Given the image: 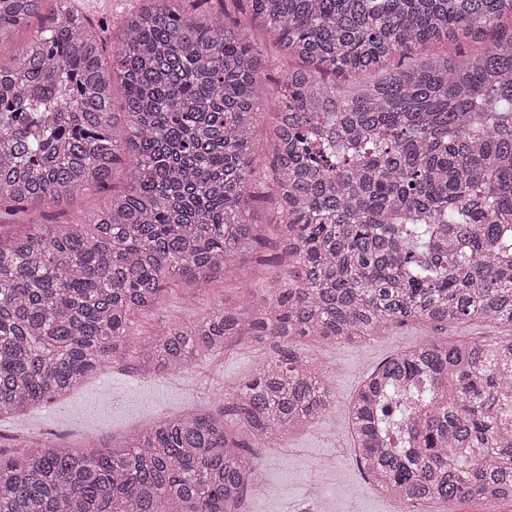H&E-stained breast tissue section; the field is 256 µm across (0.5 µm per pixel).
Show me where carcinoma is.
Instances as JSON below:
<instances>
[{"label": "carcinoma", "mask_w": 512, "mask_h": 512, "mask_svg": "<svg viewBox=\"0 0 512 512\" xmlns=\"http://www.w3.org/2000/svg\"><path fill=\"white\" fill-rule=\"evenodd\" d=\"M30 27L0 65V208L69 205L118 168L126 186L0 234V418L81 388L166 285L257 255L262 177L287 284L136 345L150 374L275 340L224 411L0 458V512H244L260 478L239 434L275 446L333 404L296 339L512 329V0H140L108 48L73 0H0V45ZM267 59L282 77L265 168L251 143ZM508 353L512 336L431 340L364 378L349 428L399 512L512 499ZM110 184H111V189L106 194H91L89 196H84V197L78 198L77 201L74 202L69 207L68 213L70 212L71 209L76 208V207H77V211H79L81 213L91 212V211H94V210L98 209L99 207H101L104 204V202L109 198V195L112 194V189H113V192L122 190L123 181H122L121 175L119 173H116L113 178V181H111Z\"/></svg>", "instance_id": "cac0c4a2"}]
</instances>
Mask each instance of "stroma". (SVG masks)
Listing matches in <instances>:
<instances>
[{
  "instance_id": "1",
  "label": "stroma",
  "mask_w": 512,
  "mask_h": 512,
  "mask_svg": "<svg viewBox=\"0 0 512 512\" xmlns=\"http://www.w3.org/2000/svg\"><path fill=\"white\" fill-rule=\"evenodd\" d=\"M280 214L275 206L255 209L266 242L262 262L239 264L225 282L193 289L174 286L139 315L135 332L147 337L159 326L195 318L222 303H247L279 287L284 267L277 257ZM504 327L469 321L458 324L412 322L357 342L302 340L300 357L326 376L335 403L314 425L286 435L282 447H253L249 456L260 463V485L247 499L246 512H396L393 500L368 482L356 457L343 451L347 408L364 377L394 353L433 338L493 341L507 335ZM268 337H244L229 350L194 359L181 371L140 375L130 349L113 356L77 391L45 402L24 414L0 418V456L10 457L29 444L46 442L77 449L99 448L149 427L153 422L194 409L216 412L226 393L251 377L270 359Z\"/></svg>"
}]
</instances>
